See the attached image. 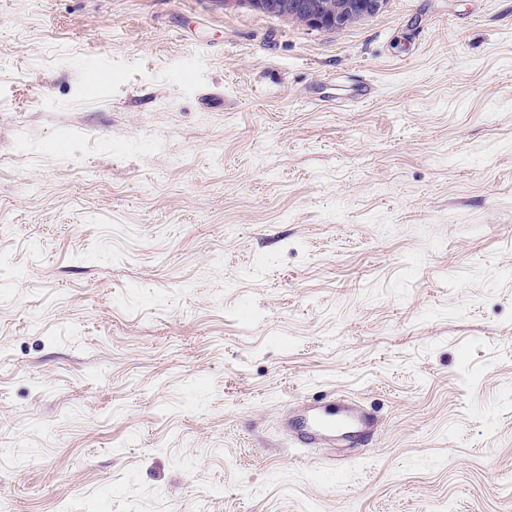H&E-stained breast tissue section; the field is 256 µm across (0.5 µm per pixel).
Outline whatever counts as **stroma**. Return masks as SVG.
<instances>
[{"instance_id":"1","label":"stroma","mask_w":512,"mask_h":512,"mask_svg":"<svg viewBox=\"0 0 512 512\" xmlns=\"http://www.w3.org/2000/svg\"><path fill=\"white\" fill-rule=\"evenodd\" d=\"M0 512H512V0H0ZM245 1L252 8L272 15H285L320 30L339 31L352 22L378 13L385 0H225L224 5ZM332 403L313 399L300 405L295 417L285 419V431L303 448H335L336 439L353 444L372 431L374 419L360 405L340 399L337 413L321 410Z\"/></svg>"}]
</instances>
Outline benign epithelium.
I'll return each instance as SVG.
<instances>
[{
    "instance_id": "obj_1",
    "label": "benign epithelium",
    "mask_w": 512,
    "mask_h": 512,
    "mask_svg": "<svg viewBox=\"0 0 512 512\" xmlns=\"http://www.w3.org/2000/svg\"><path fill=\"white\" fill-rule=\"evenodd\" d=\"M385 0H247L252 8L284 15L320 30L339 31L378 13Z\"/></svg>"
}]
</instances>
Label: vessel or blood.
<instances>
[{"instance_id":"vessel-or-blood-1","label":"vessel or blood","mask_w":512,"mask_h":512,"mask_svg":"<svg viewBox=\"0 0 512 512\" xmlns=\"http://www.w3.org/2000/svg\"><path fill=\"white\" fill-rule=\"evenodd\" d=\"M284 427L295 442L304 448L335 447L336 443H355L369 434L374 420L358 404L340 400L336 412L325 411L322 400L304 403L295 417L286 419Z\"/></svg>"}]
</instances>
